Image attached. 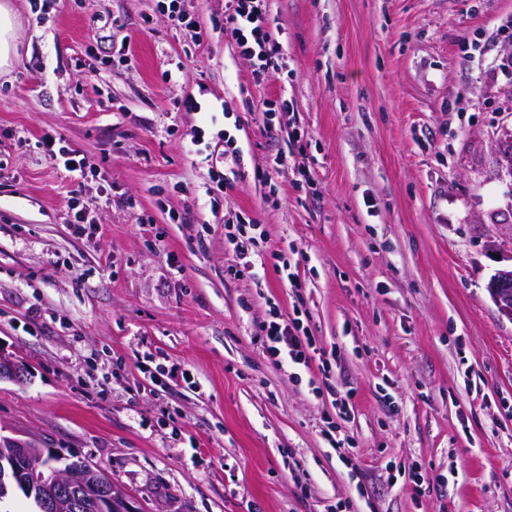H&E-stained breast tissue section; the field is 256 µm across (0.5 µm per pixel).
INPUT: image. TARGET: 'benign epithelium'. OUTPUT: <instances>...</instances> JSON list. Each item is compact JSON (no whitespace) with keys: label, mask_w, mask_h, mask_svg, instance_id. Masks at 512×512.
<instances>
[{"label":"benign epithelium","mask_w":512,"mask_h":512,"mask_svg":"<svg viewBox=\"0 0 512 512\" xmlns=\"http://www.w3.org/2000/svg\"><path fill=\"white\" fill-rule=\"evenodd\" d=\"M512 270L503 271L488 285L499 311L512 320ZM30 439L0 435V502L22 494L33 500L38 512L68 508L74 512H137L126 495L112 482L100 466L87 460L70 465L59 458L50 474L41 470L38 456L32 454Z\"/></svg>","instance_id":"obj_1"}]
</instances>
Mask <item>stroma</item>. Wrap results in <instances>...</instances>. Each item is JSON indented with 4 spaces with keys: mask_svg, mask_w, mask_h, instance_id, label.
I'll use <instances>...</instances> for the list:
<instances>
[{
    "mask_svg": "<svg viewBox=\"0 0 512 512\" xmlns=\"http://www.w3.org/2000/svg\"><path fill=\"white\" fill-rule=\"evenodd\" d=\"M10 2L0 356L28 374L0 379V434L103 466L139 512H512V319L487 288L512 269V78L480 53L512 0H268L288 67L261 83L224 0H181L198 44L157 0ZM298 150L309 177L265 173ZM238 217L264 232L252 278L229 273ZM274 307L338 350L328 371L273 363ZM41 142L50 156L61 161L67 171L77 173L80 177L85 174V170L88 168L89 164L85 155L81 154L79 150L71 149L67 146H61L56 152L54 149L56 140L48 134L42 137Z\"/></svg>",
    "mask_w": 512,
    "mask_h": 512,
    "instance_id": "35a3bbf8",
    "label": "stroma"
}]
</instances>
